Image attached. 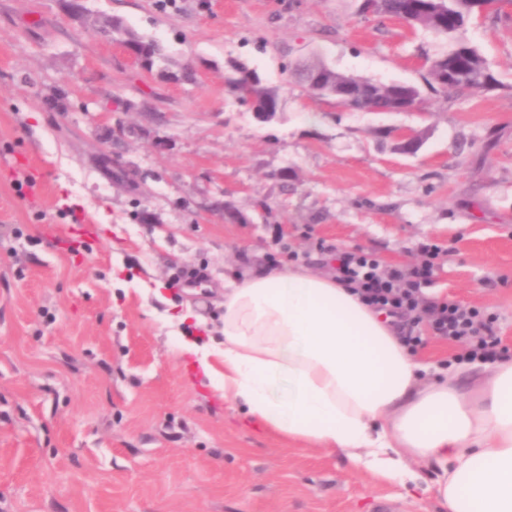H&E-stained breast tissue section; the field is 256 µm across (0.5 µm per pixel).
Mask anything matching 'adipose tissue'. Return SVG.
<instances>
[{
  "instance_id": "ef3b65f1",
  "label": "adipose tissue",
  "mask_w": 512,
  "mask_h": 512,
  "mask_svg": "<svg viewBox=\"0 0 512 512\" xmlns=\"http://www.w3.org/2000/svg\"><path fill=\"white\" fill-rule=\"evenodd\" d=\"M223 336L204 370L252 421L390 477L432 465L448 512H512V359L423 377L392 317L291 266L225 280Z\"/></svg>"
}]
</instances>
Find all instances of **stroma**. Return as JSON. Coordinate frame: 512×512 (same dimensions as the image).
I'll use <instances>...</instances> for the list:
<instances>
[{
	"instance_id": "obj_1",
	"label": "stroma",
	"mask_w": 512,
	"mask_h": 512,
	"mask_svg": "<svg viewBox=\"0 0 512 512\" xmlns=\"http://www.w3.org/2000/svg\"><path fill=\"white\" fill-rule=\"evenodd\" d=\"M360 0H0V512H448L415 483L288 442L225 402L183 341L222 345L224 279L331 271L323 246L410 267L493 313L512 350V4L467 38L497 87L353 112L294 78L314 58L423 82L452 44ZM161 42L153 70L97 22ZM278 90L261 121L229 60ZM192 65L196 80L171 73ZM423 132L417 154L397 135ZM294 170L293 187L277 178Z\"/></svg>"
}]
</instances>
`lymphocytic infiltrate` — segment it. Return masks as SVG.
<instances>
[{
    "label": "lymphocytic infiltrate",
    "instance_id": "lymphocytic-infiltrate-1",
    "mask_svg": "<svg viewBox=\"0 0 512 512\" xmlns=\"http://www.w3.org/2000/svg\"><path fill=\"white\" fill-rule=\"evenodd\" d=\"M422 252L424 259L420 264L387 268L363 252L340 250L336 253L333 274L339 283L353 289L368 305L426 322L433 335L459 345L454 362L501 359L495 317L451 300L430 301L423 297L421 287L428 283L440 249L427 245Z\"/></svg>",
    "mask_w": 512,
    "mask_h": 512
}]
</instances>
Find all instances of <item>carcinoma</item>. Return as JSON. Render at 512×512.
Returning a JSON list of instances; mask_svg holds the SVG:
<instances>
[{
	"label": "carcinoma",
	"mask_w": 512,
	"mask_h": 512,
	"mask_svg": "<svg viewBox=\"0 0 512 512\" xmlns=\"http://www.w3.org/2000/svg\"><path fill=\"white\" fill-rule=\"evenodd\" d=\"M492 0H362L360 14L401 20L412 27H423L453 42V49L438 56L427 67L426 84L457 92L478 93L491 89L497 79L484 57L466 37L471 20L482 14ZM112 32L123 36L122 44L132 50L147 70L164 58L162 45L138 35L115 18ZM225 86L237 100L251 105L264 121L282 112L279 92L268 87L257 70L240 60L228 62ZM307 90L318 97L332 99L350 111L410 112L422 100L421 89L408 83L380 84L370 79L339 72L321 61L297 69Z\"/></svg>",
	"instance_id": "carcinoma-1"
}]
</instances>
